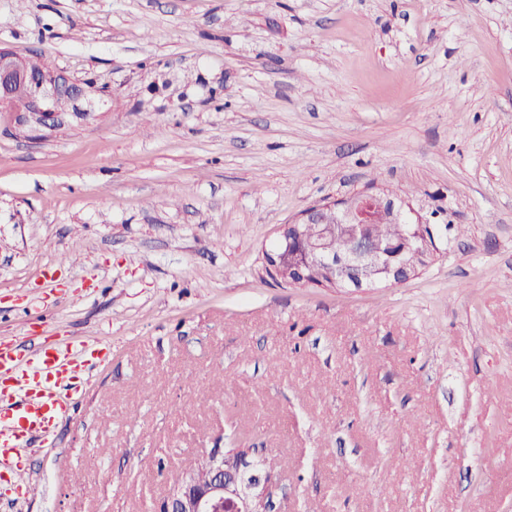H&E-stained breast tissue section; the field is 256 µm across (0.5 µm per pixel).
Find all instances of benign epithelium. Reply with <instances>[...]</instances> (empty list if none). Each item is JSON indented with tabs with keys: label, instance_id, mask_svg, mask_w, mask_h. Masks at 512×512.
<instances>
[{
	"label": "benign epithelium",
	"instance_id": "benign-epithelium-1",
	"mask_svg": "<svg viewBox=\"0 0 512 512\" xmlns=\"http://www.w3.org/2000/svg\"><path fill=\"white\" fill-rule=\"evenodd\" d=\"M91 87L47 70L33 80L26 59L0 46V107L12 114L16 128L42 135L73 120H86L90 112H69L66 107L86 100ZM403 216L395 198L384 192L311 206L280 229V245L265 255L269 268L282 282L301 288L362 290L376 285L399 286L417 276L434 260L438 248L428 224H419L402 239L404 248L392 254L393 245L371 232L374 224L397 223ZM329 224L349 228V245L339 250ZM227 453L214 448L200 465L209 475L203 482L190 472L154 507L155 512H266L269 475L249 455L245 469L224 465Z\"/></svg>",
	"mask_w": 512,
	"mask_h": 512
}]
</instances>
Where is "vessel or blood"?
<instances>
[{
	"label": "vessel or blood",
	"instance_id": "1",
	"mask_svg": "<svg viewBox=\"0 0 512 512\" xmlns=\"http://www.w3.org/2000/svg\"><path fill=\"white\" fill-rule=\"evenodd\" d=\"M98 349L96 341L79 337L24 361L0 343L1 471L13 470L19 448L51 435L69 410L64 389L88 377Z\"/></svg>",
	"mask_w": 512,
	"mask_h": 512
}]
</instances>
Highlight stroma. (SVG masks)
Listing matches in <instances>:
<instances>
[{"label": "stroma", "mask_w": 512, "mask_h": 512, "mask_svg": "<svg viewBox=\"0 0 512 512\" xmlns=\"http://www.w3.org/2000/svg\"><path fill=\"white\" fill-rule=\"evenodd\" d=\"M0 45L96 102L43 138L0 111V339L107 351L0 512H149L214 448L274 512H512V0H0ZM371 183L431 265L267 275Z\"/></svg>", "instance_id": "obj_1"}]
</instances>
